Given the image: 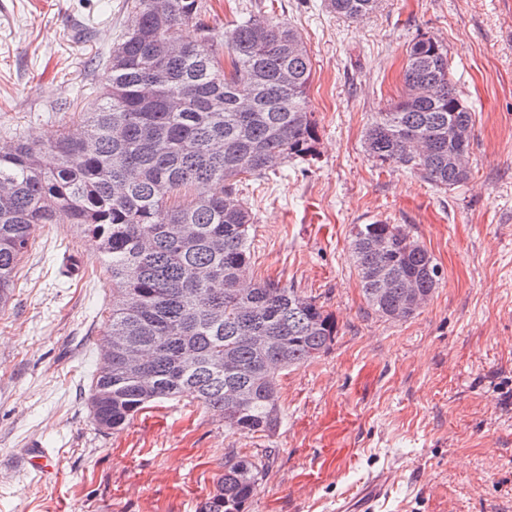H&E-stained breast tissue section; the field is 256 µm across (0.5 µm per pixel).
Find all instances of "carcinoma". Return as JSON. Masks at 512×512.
Returning <instances> with one entry per match:
<instances>
[{
  "instance_id": "cac0c4a2",
  "label": "carcinoma",
  "mask_w": 512,
  "mask_h": 512,
  "mask_svg": "<svg viewBox=\"0 0 512 512\" xmlns=\"http://www.w3.org/2000/svg\"><path fill=\"white\" fill-rule=\"evenodd\" d=\"M153 0H135L132 24L105 68L101 103L84 113V135L0 150V311L39 228L71 224L108 263L112 356L99 362L88 397L96 424L125 430L150 405L189 394L241 434L281 422L279 377L330 349L336 323L312 297L274 281L241 287L250 269L253 217L245 176L261 177L294 157L315 156L307 91L312 63L298 33L248 12L224 32L201 20L203 0H179L160 20ZM379 0H329L363 19ZM193 27L198 37L185 36ZM156 74L157 93L142 95ZM399 99L366 130L381 166L424 174L452 188L469 168L448 164V126L472 132V113L439 41L407 50ZM178 98V108L168 100ZM197 185L211 187L189 198ZM368 306L379 316L415 314L406 292L429 299L441 271L402 226L375 221L351 245ZM267 336V357L251 343ZM260 480L246 457L224 462L217 492L197 512H245Z\"/></svg>"
}]
</instances>
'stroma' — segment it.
I'll use <instances>...</instances> for the list:
<instances>
[{
    "label": "stroma",
    "instance_id": "obj_1",
    "mask_svg": "<svg viewBox=\"0 0 512 512\" xmlns=\"http://www.w3.org/2000/svg\"><path fill=\"white\" fill-rule=\"evenodd\" d=\"M239 8L300 34L318 136L315 158L242 183L251 274L315 298L336 339L281 376L274 434L229 431L186 395L99 430L87 397L110 269L71 225H46L0 314V512H195L233 456L261 467L247 512H335L384 468L397 486L383 512H512V0H382L357 21L328 0H207L206 21L224 30ZM129 16L123 0H0V147L80 132ZM422 36L447 48L473 119L471 174L451 189L363 148ZM380 220L443 272L403 321L368 307L348 256L357 227ZM72 249L90 278L60 275ZM37 443L46 477L18 461Z\"/></svg>",
    "mask_w": 512,
    "mask_h": 512
}]
</instances>
